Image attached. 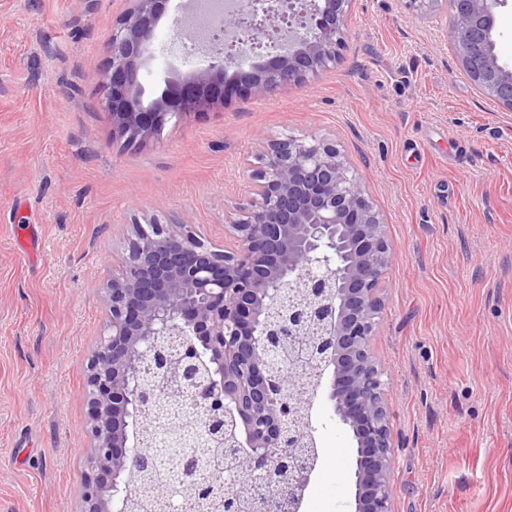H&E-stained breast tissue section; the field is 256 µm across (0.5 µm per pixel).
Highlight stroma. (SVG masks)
Here are the masks:
<instances>
[{"label": "stroma", "instance_id": "stroma-1", "mask_svg": "<svg viewBox=\"0 0 512 512\" xmlns=\"http://www.w3.org/2000/svg\"><path fill=\"white\" fill-rule=\"evenodd\" d=\"M126 0H0V512H79L81 362L133 223L182 219L220 246L256 137L336 142L384 214L395 260L373 342L387 371L394 512H512V112L461 70L431 13L356 0L335 65L273 99L113 139L96 76ZM169 0L144 101L191 69ZM300 512H352L355 443L325 394Z\"/></svg>", "mask_w": 512, "mask_h": 512}]
</instances>
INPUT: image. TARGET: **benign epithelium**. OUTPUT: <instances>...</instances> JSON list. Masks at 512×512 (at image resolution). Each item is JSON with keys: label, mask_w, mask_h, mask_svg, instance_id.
Here are the masks:
<instances>
[{"label": "benign epithelium", "mask_w": 512, "mask_h": 512, "mask_svg": "<svg viewBox=\"0 0 512 512\" xmlns=\"http://www.w3.org/2000/svg\"><path fill=\"white\" fill-rule=\"evenodd\" d=\"M288 0L240 5L215 19L233 47L247 24L283 52L228 73L231 54L143 105L140 71L168 0H128L103 43L98 77L112 134L154 136L172 117L207 112L247 88L272 99L336 63L355 0H306L309 23L285 21ZM447 40L480 92L512 111V70L495 28L503 0H450ZM258 166L220 247L183 221L133 225L121 273L107 281L106 329L82 364L87 471L80 512H170L209 497L213 473L190 449L224 460V512H300L319 454L310 409L327 380L351 432L354 512H394L386 372L372 343L394 252L366 180L336 144L258 138ZM182 463L180 484L161 470Z\"/></svg>", "instance_id": "obj_1"}]
</instances>
